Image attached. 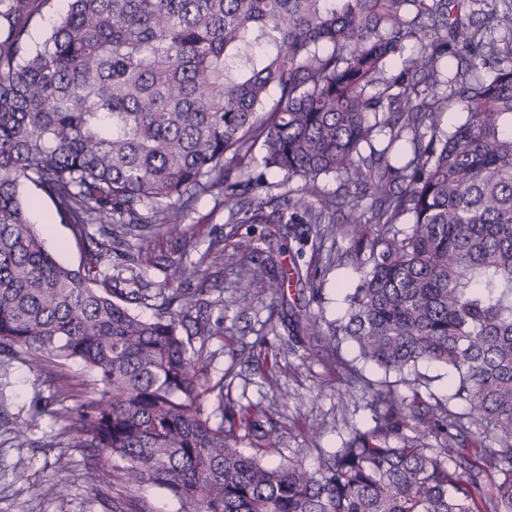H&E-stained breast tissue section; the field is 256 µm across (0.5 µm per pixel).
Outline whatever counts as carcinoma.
Instances as JSON below:
<instances>
[{"instance_id":"1","label":"carcinoma","mask_w":512,"mask_h":512,"mask_svg":"<svg viewBox=\"0 0 512 512\" xmlns=\"http://www.w3.org/2000/svg\"><path fill=\"white\" fill-rule=\"evenodd\" d=\"M459 106L467 120L442 129ZM323 176L372 199L348 202L341 230ZM26 183L81 236L88 224L109 241L152 225L139 254L177 232L200 194L245 223L342 231L361 273L345 315H298L288 333L352 342L384 373H413L410 395L382 385L375 426L320 452L313 470L245 454L240 431L262 448L279 436L259 403L224 412V379L189 350L179 317L198 291L174 288L152 316L133 313L144 289L56 260L28 220ZM242 186L257 190L246 205ZM236 248L240 312L257 283L273 299L290 277L313 286L272 250L253 261V239ZM0 352L92 373L97 397L58 417L72 421L73 447L91 449L97 488L117 473L188 512H512V4L69 0L39 48L18 20L0 29ZM423 362L457 373L447 398L423 397ZM438 434L448 444L428 447ZM69 486L61 461L43 489Z\"/></svg>"}]
</instances>
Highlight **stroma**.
Returning a JSON list of instances; mask_svg holds the SVG:
<instances>
[{
    "mask_svg": "<svg viewBox=\"0 0 512 512\" xmlns=\"http://www.w3.org/2000/svg\"><path fill=\"white\" fill-rule=\"evenodd\" d=\"M65 7L66 0H28L24 12L31 46L44 43ZM23 193L32 210L46 215L52 230L46 244L56 258L73 269L86 267L93 258L88 241L96 237V226L79 236L34 185L25 184ZM243 237L254 239L263 250L281 244L301 249L302 264L317 276L319 296L294 288L287 303L265 296L253 310L237 313L231 305L234 267L240 260L235 243ZM134 241L130 235L124 243L113 244L110 261L100 266L103 273L123 278L126 287L156 296L178 286L179 264L201 261L207 266L206 307L190 314L184 332L192 348L202 349L209 376L223 379L225 401L234 406L259 401L268 408L264 424L275 427L281 438L270 459L298 457L313 468L320 451L341 447L352 430L374 426L369 402L385 379L383 371L356 361L346 343L334 352L293 345L283 324L284 316L293 312L329 321L344 315L345 291L361 277L349 238L319 241L305 224H240L230 218L223 198L206 195L192 201L181 232L159 236L150 253L131 263L127 251ZM204 318L219 333L203 342L195 334V323ZM262 351L277 359V388L262 382L264 366L257 360ZM93 395L92 376L79 365L46 361L37 366L0 356V512H111L126 503L128 491L121 478H113L110 488L93 489L86 474L88 453L72 447L70 422L54 417L56 410L77 408ZM313 426L318 435L311 445L305 437ZM61 459L72 470L67 496L41 495V485Z\"/></svg>",
    "mask_w": 512,
    "mask_h": 512,
    "instance_id": "stroma-1",
    "label": "stroma"
}]
</instances>
